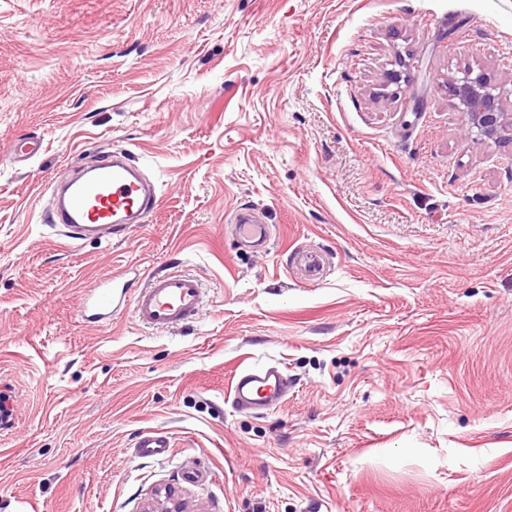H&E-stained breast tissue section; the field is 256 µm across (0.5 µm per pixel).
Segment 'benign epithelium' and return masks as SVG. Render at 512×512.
I'll return each mask as SVG.
<instances>
[{
	"label": "benign epithelium",
	"mask_w": 512,
	"mask_h": 512,
	"mask_svg": "<svg viewBox=\"0 0 512 512\" xmlns=\"http://www.w3.org/2000/svg\"><path fill=\"white\" fill-rule=\"evenodd\" d=\"M452 95L463 116L467 133L476 132L496 141H512V113L504 109L499 87L467 68L452 80ZM142 512H187L184 503L167 489L164 500L147 504Z\"/></svg>",
	"instance_id": "7a95c632"
}]
</instances>
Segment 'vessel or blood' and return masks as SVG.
Listing matches in <instances>:
<instances>
[{
	"label": "vessel or blood",
	"mask_w": 512,
	"mask_h": 512,
	"mask_svg": "<svg viewBox=\"0 0 512 512\" xmlns=\"http://www.w3.org/2000/svg\"><path fill=\"white\" fill-rule=\"evenodd\" d=\"M53 224L70 241L101 238L145 223L157 204L154 186L144 177L127 151L103 153L94 166L78 170L54 187ZM234 236L243 246L271 242V228L253 207L239 208L234 216ZM126 280L111 275L100 280L82 307L85 320L109 324L125 301H132L136 319L152 329H173L196 322L202 313L203 288L198 275L184 271H154L134 299H127ZM288 392V379L275 365L243 368L231 381L234 408L253 414L278 408ZM171 443L166 432L141 433L135 453L145 459L167 455Z\"/></svg>",
	"instance_id": "obj_1"
}]
</instances>
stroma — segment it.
Instances as JSON below:
<instances>
[{
	"instance_id": "stroma-1",
	"label": "stroma",
	"mask_w": 512,
	"mask_h": 512,
	"mask_svg": "<svg viewBox=\"0 0 512 512\" xmlns=\"http://www.w3.org/2000/svg\"><path fill=\"white\" fill-rule=\"evenodd\" d=\"M468 67L512 113V0H0V512H512V143L464 134ZM112 149L158 207L69 243L50 185ZM159 267L203 279L196 323L81 319ZM271 364L286 401L232 407ZM233 233L241 246L270 245L271 228L253 207L239 208L234 216ZM124 274L105 277L99 281V286L89 295L82 307L85 320L90 323L109 324L118 308L126 301L128 280H123ZM120 289V292L117 290ZM288 392V377L277 365L242 368L231 381L232 405L253 414L278 408ZM135 454L139 458L157 459L167 455L171 443L166 432H142L134 443Z\"/></svg>"
}]
</instances>
